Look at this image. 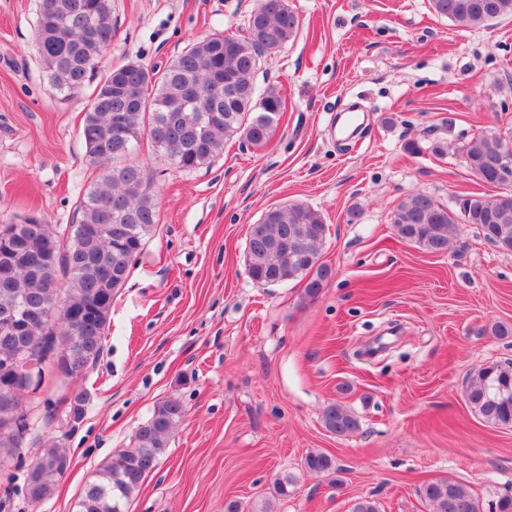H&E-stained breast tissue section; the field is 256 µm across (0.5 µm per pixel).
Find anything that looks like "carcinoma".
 <instances>
[{"label":"carcinoma","instance_id":"cac0c4a2","mask_svg":"<svg viewBox=\"0 0 512 512\" xmlns=\"http://www.w3.org/2000/svg\"><path fill=\"white\" fill-rule=\"evenodd\" d=\"M433 12L464 29L512 17V0H429ZM114 0H39L35 47L51 92L66 99L92 88L81 139L92 163L105 166L80 205V219L64 230L38 219V232L21 224H0V313L24 303L42 304L54 291L69 315L47 317L13 342L0 341V360L13 355L29 361L26 375L0 369V466L18 457L26 443L37 447L24 482V497L37 509L55 492L72 466L62 440L38 428L54 415L50 392L73 379L70 367L88 368L100 357L112 302L136 257L159 221L153 175L130 160L144 135L176 169L190 172L224 152V141L239 136L263 148L285 109L279 91L258 92L259 59L294 39L299 19L288 0L262 5L248 18L247 34L214 33L190 44L163 73L137 61L101 69L112 45ZM512 136L487 129L466 143L463 158L482 185L494 181ZM391 224L403 242L431 253L448 250L460 224H476L497 247L512 251V191L468 193L459 205L414 193L393 211ZM258 239L246 254L248 273L259 285L276 279L304 283L318 296L330 269L320 262L327 234L322 215L303 203L269 208L255 226ZM471 409L483 421L512 426V361L476 369L466 389ZM89 396L72 393L65 415L84 419ZM185 414L183 403H156L137 428L130 448L115 451L96 472L76 512H126L130 498L158 466ZM324 428L348 437L360 428L357 415L341 402L328 404ZM310 472L335 469L324 452L304 460ZM419 494L433 512H480L479 501L463 485L442 478L423 484Z\"/></svg>","mask_w":512,"mask_h":512}]
</instances>
